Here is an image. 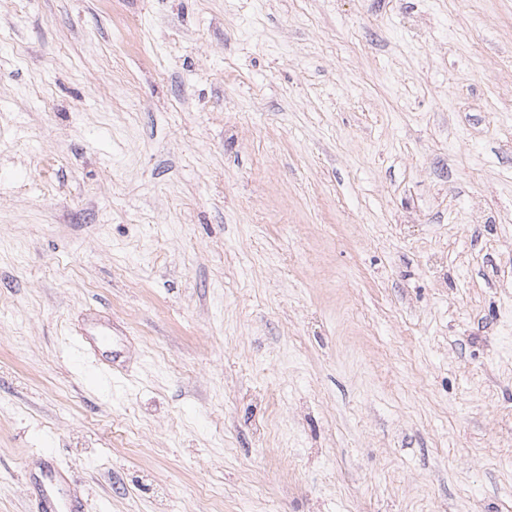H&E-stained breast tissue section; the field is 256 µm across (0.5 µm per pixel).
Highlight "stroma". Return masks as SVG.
<instances>
[{
    "label": "stroma",
    "instance_id": "35a3bbf8",
    "mask_svg": "<svg viewBox=\"0 0 512 512\" xmlns=\"http://www.w3.org/2000/svg\"><path fill=\"white\" fill-rule=\"evenodd\" d=\"M46 455L85 512H512V0H0V512ZM89 336H93L89 338ZM111 348L106 336L100 333L80 332L76 336L73 354L76 355L94 377L100 376L110 380L111 368L105 367L101 360H112V364L120 358V352L112 349L110 354L107 350Z\"/></svg>",
    "mask_w": 512,
    "mask_h": 512
}]
</instances>
